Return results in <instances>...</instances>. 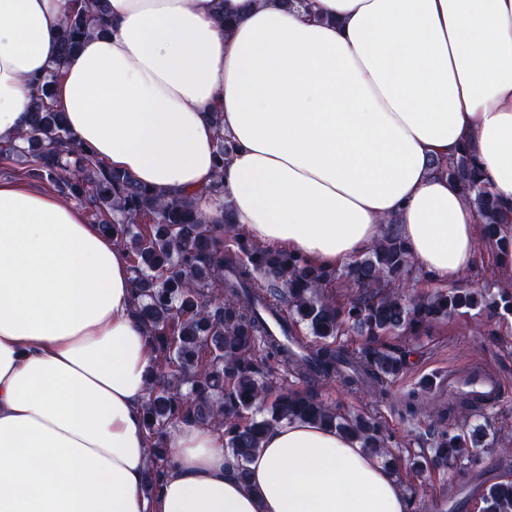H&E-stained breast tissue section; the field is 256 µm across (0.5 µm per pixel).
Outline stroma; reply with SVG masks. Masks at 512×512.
Wrapping results in <instances>:
<instances>
[{"label": "stroma", "mask_w": 512, "mask_h": 512, "mask_svg": "<svg viewBox=\"0 0 512 512\" xmlns=\"http://www.w3.org/2000/svg\"><path fill=\"white\" fill-rule=\"evenodd\" d=\"M507 269L496 252L482 247L475 269L463 273L457 284L474 288L493 283L504 288L512 282ZM386 342L413 352L408 366L389 382L386 397L354 393L341 383L330 382L320 389L324 401L373 415L385 427L391 437L390 454L412 505L422 506L423 512H481L480 494H468V487H486L512 477V453H503L497 446L501 439L512 442V315L490 319L472 310L436 323L430 335H392ZM474 365L492 370L503 383L502 400L495 409L453 422L458 429L486 426V444L476 450L477 466L454 477L432 470L414 471L412 459L425 443L431 420L422 414L407 415L404 398L413 390L443 400V393L433 390L432 382L449 371Z\"/></svg>", "instance_id": "1"}]
</instances>
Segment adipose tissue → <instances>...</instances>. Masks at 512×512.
Listing matches in <instances>:
<instances>
[{
  "instance_id": "obj_1",
  "label": "adipose tissue",
  "mask_w": 512,
  "mask_h": 512,
  "mask_svg": "<svg viewBox=\"0 0 512 512\" xmlns=\"http://www.w3.org/2000/svg\"><path fill=\"white\" fill-rule=\"evenodd\" d=\"M109 0L62 59L63 0H0V140L54 104L96 159L164 192L210 181L254 243L333 268L396 218L430 283L473 268L480 226L436 168L477 155L512 220V0ZM222 113L224 128L209 121ZM130 249L75 200L0 182V512H408L380 460L309 422L234 474L221 430L176 427L161 488L143 406L157 353Z\"/></svg>"
}]
</instances>
